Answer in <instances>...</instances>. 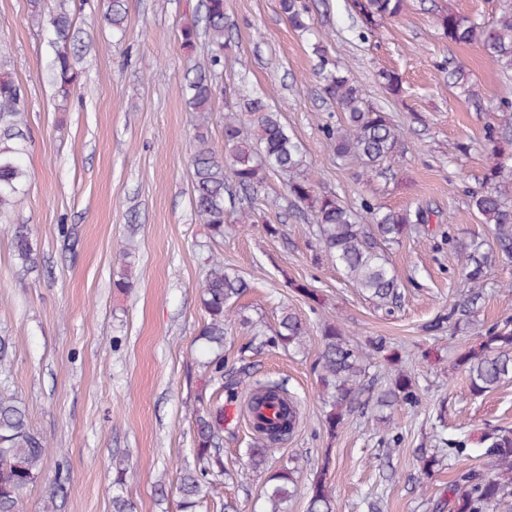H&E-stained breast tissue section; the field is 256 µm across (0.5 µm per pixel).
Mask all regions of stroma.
Masks as SVG:
<instances>
[{"mask_svg":"<svg viewBox=\"0 0 512 512\" xmlns=\"http://www.w3.org/2000/svg\"><path fill=\"white\" fill-rule=\"evenodd\" d=\"M76 2L87 51L76 65L77 93L64 105L52 84L56 47L47 14L34 19L28 0H0V73L21 88L29 173L15 206L0 216V392L23 403L51 446L45 476L66 480L53 512H112L116 458L127 463L124 494L135 512H180L176 482L194 463L190 415L206 381L196 364L207 320L198 283L215 257L239 270L249 289L238 302L243 319L230 325L224 344L221 402L235 415L224 427L230 475L197 512H222L227 501L238 512H263L266 473L248 464L247 393L233 370L254 329L273 334L285 310L308 328L305 351L267 345L248 354L255 380L282 383L299 404V428L273 464L298 462L306 480L328 451L336 512H368L372 497L378 512H432L423 496L442 497L457 471L479 464L481 433L512 428V383L476 395L464 375L448 371L478 341V328L512 315V262L489 271L474 328L435 336L423 330L463 287L464 256L449 240L490 237L468 193L494 162L484 127L497 118L498 98L512 94V73L478 45L442 37L436 8L445 3L488 24L512 11V0H407L401 17L363 37L345 0H305L327 59L345 64L366 100L404 132L400 151L368 174L359 161L337 158L325 137L324 126L344 115L321 90L310 36L291 28L279 0H225L230 46L203 117L181 94L192 59L179 40L200 0H125L120 37L103 19V0ZM459 64L483 91L481 104L449 87L448 68ZM383 69L401 75V95L383 86ZM248 93L265 96L302 143L318 190L336 192L355 209L368 198L388 208L428 203L439 210L432 233L406 236L388 251L400 306L379 307L343 279L320 247L311 213L288 207L279 174H268L251 201L258 224L217 242L199 224L190 181L195 126L206 120L222 147L224 115L239 111ZM463 142L468 151L460 150ZM8 224L30 225L40 256L34 270L23 272L16 261ZM269 224L275 234L266 232ZM129 243L130 285L117 288ZM298 282L315 289L318 301L298 293ZM326 320L360 337H385L415 379L420 403L396 410L392 432L366 410L327 435L313 372ZM463 434L471 437L467 449L450 454L419 488L420 455Z\"/></svg>","mask_w":512,"mask_h":512,"instance_id":"obj_1","label":"stroma"}]
</instances>
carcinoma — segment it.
<instances>
[{"instance_id":"obj_1","label":"carcinoma","mask_w":512,"mask_h":512,"mask_svg":"<svg viewBox=\"0 0 512 512\" xmlns=\"http://www.w3.org/2000/svg\"><path fill=\"white\" fill-rule=\"evenodd\" d=\"M281 13L295 29L309 28L304 0H279ZM406 0H347L346 10L360 29L372 30L383 18L400 15ZM201 16L181 30L184 49H196L200 36L207 38L206 56L194 60L184 87L186 101L194 112L210 109L216 93L217 70L224 64V0H201ZM106 20L118 32L124 30V0H110ZM75 17L70 0H58L50 15L57 46L53 64L55 93L68 101L78 83L75 64L84 45L74 30ZM438 27L449 42L477 43L503 69L512 72V12H505L495 22L485 25L447 7L437 9ZM320 59L319 77L324 94L336 102L345 121L323 127L325 137L335 144L336 155L357 159L365 171H372L403 145V135L380 108L363 98L338 65L327 68L321 43L312 44ZM449 75L454 87L477 103L482 94L463 66L453 67ZM25 107L20 86L7 73L0 74V215L12 209L16 195L27 174L21 162V150L15 140L21 137ZM498 121L484 128V141L497 163L488 169L483 186L469 192V207L481 223L489 226L492 241L487 249L479 243L469 245L462 273L469 288L448 309L425 324L424 330L438 334L451 327L464 330L472 324L484 300L483 282L492 263L512 261V179L505 176L512 160V100L503 98L498 106ZM195 149L191 157L193 205L200 223L217 240L235 228L227 224L226 204L252 197L259 191L269 172L286 178L289 201L304 206L316 223L317 236L333 259L345 281L358 288L379 306L388 309L400 302L399 283L383 246L399 242L409 228L426 232L439 212L428 204L414 208H383L372 200H362L360 209L352 210L334 192L315 190V171L303 146L288 132L277 112L271 111L262 97L243 99L241 112L224 115V149L217 152L208 129L197 126ZM10 233L14 256L25 270L38 266L31 229L27 224H13ZM249 284L224 263L214 262L200 283V299L207 315L199 336L213 357L202 363L208 381L224 379V339L227 325L234 316V304L247 292ZM322 345L314 363L318 383L328 406L324 425L330 436L350 413L374 406L392 409L398 404L419 403L416 384L399 372L375 387L376 379L367 377L365 355L388 349L383 336H369L364 342L350 338L336 323L320 327ZM307 327L293 313L281 315L279 329L269 337L255 335L258 345L281 344L299 349L304 346ZM454 369L469 380L473 392H490L512 380V318L493 323L480 335L479 344L462 351ZM250 414L270 401H278L280 422L253 423L256 447L249 450L253 468L261 470L277 451V445L294 432L298 420L297 405L279 384L249 385ZM194 434L195 465L186 469L178 485L183 512H192L200 499L218 488L224 475V409L214 396L201 388L195 397L191 416ZM482 464L457 472L448 482V498L436 503L440 512H492L512 497V429H486L478 439ZM50 452L45 438L33 428L22 404L0 394V512H26L24 493L43 480L44 462ZM332 459L324 452L319 470L308 486L307 512H333V489L327 474ZM113 512H132L133 506L123 495V464L115 465ZM300 469L284 465L266 480L262 496L266 512H288V502L296 495Z\"/></svg>"}]
</instances>
